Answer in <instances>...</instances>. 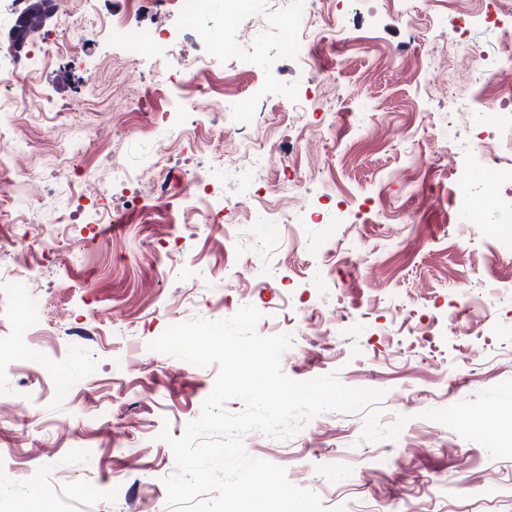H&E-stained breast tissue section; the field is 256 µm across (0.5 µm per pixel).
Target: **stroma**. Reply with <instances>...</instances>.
Segmentation results:
<instances>
[{
  "mask_svg": "<svg viewBox=\"0 0 512 512\" xmlns=\"http://www.w3.org/2000/svg\"><path fill=\"white\" fill-rule=\"evenodd\" d=\"M59 0L33 44L60 42L40 63L0 46L14 68L18 107L0 113L28 140L0 174V244L23 252L25 277L0 283V339L25 338L28 358L0 375V488L7 512H170L165 478L176 464L162 430L181 437L210 394L216 366L149 350L171 325L217 321L250 304L257 331L290 334L283 371L306 381L337 374L354 388L384 390L380 422L407 416L394 440L361 439L364 415L334 411L286 440L253 431L251 456L281 465L289 481L346 512H512V235L454 220L456 183L481 166L479 130L498 104L475 99L463 56L430 60L448 41V0H333L319 24L345 32L311 44L298 71L268 18L278 0L239 17L225 0ZM137 13L148 31L171 29L190 57L173 68L129 57L91 76L86 62L123 53L114 17ZM414 13L426 50L415 53L404 16ZM257 30L248 56L225 52ZM411 54L408 67L400 55ZM212 79L190 85L192 62ZM336 83L324 85L328 73ZM318 92L317 111L292 119L281 90ZM249 124L216 115L225 87ZM485 114L481 129L448 127V97ZM144 127L129 134L131 124ZM264 132L266 165L218 164L217 156ZM170 140L153 157L154 138ZM82 150L76 192L99 198L95 230L71 224L54 252L15 224L25 203L33 226L57 223L77 203L46 194L60 170L57 143ZM146 170L143 198L108 186L107 162ZM205 174L221 224H187L156 196L188 192ZM295 215L249 223L256 188ZM39 324L25 326L27 314Z\"/></svg>",
  "mask_w": 512,
  "mask_h": 512,
  "instance_id": "35a3bbf8",
  "label": "stroma"
}]
</instances>
